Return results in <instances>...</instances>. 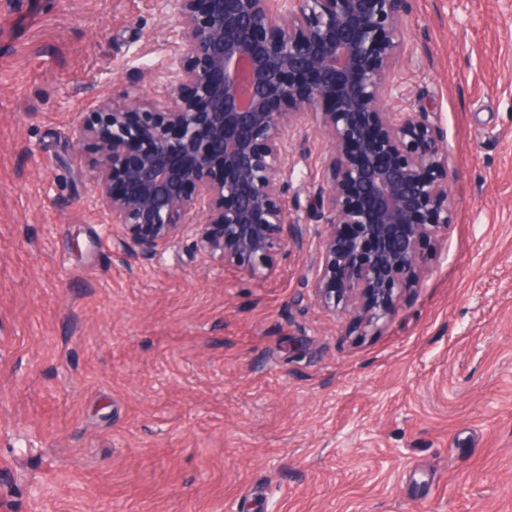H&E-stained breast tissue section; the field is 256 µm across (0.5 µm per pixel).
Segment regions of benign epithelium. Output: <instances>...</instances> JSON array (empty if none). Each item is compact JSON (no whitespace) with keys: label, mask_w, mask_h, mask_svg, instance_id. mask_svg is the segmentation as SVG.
<instances>
[{"label":"benign epithelium","mask_w":512,"mask_h":512,"mask_svg":"<svg viewBox=\"0 0 512 512\" xmlns=\"http://www.w3.org/2000/svg\"><path fill=\"white\" fill-rule=\"evenodd\" d=\"M167 92L103 96L84 113L95 201L118 247L154 257L183 238L224 268L275 275L317 232L319 303L366 327L453 223L448 153L432 112L394 77L408 0H174ZM310 115L327 157L292 192Z\"/></svg>","instance_id":"7a95c632"}]
</instances>
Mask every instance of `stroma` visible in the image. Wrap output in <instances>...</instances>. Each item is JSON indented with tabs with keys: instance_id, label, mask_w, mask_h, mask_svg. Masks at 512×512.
Listing matches in <instances>:
<instances>
[{
	"instance_id": "stroma-1",
	"label": "stroma",
	"mask_w": 512,
	"mask_h": 512,
	"mask_svg": "<svg viewBox=\"0 0 512 512\" xmlns=\"http://www.w3.org/2000/svg\"><path fill=\"white\" fill-rule=\"evenodd\" d=\"M172 0H0V512H512V0H409L397 78L445 133L454 222L378 328L119 248L70 156L156 97Z\"/></svg>"
}]
</instances>
